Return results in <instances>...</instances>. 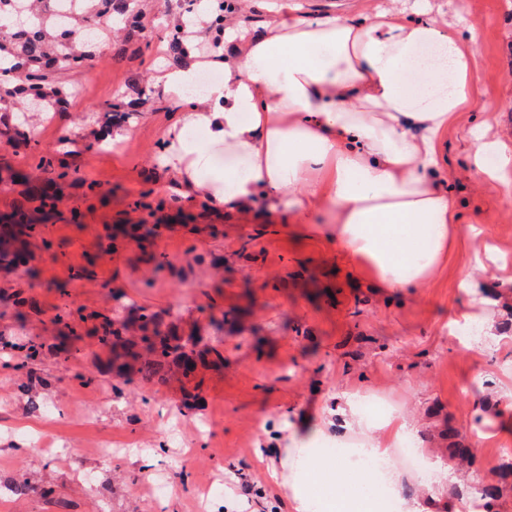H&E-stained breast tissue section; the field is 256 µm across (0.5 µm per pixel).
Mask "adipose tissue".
I'll use <instances>...</instances> for the list:
<instances>
[{"mask_svg":"<svg viewBox=\"0 0 512 512\" xmlns=\"http://www.w3.org/2000/svg\"><path fill=\"white\" fill-rule=\"evenodd\" d=\"M434 47L433 57L418 51ZM222 69L186 107L199 61L187 58L164 75L180 106L160 156L182 196L228 210H249L256 198L292 212L306 231L335 239L355 272L388 292L425 288L446 268L461 224L453 199L436 185L442 138L473 95L471 50L420 5L414 17L396 7L360 21L312 19L298 7L261 32L229 39L209 58ZM186 126L207 139L185 138ZM472 163L488 179L512 181V153L475 130ZM328 211L332 223L316 224ZM475 261L458 283L477 310L462 319L500 344L503 323L487 309L480 277L505 269L499 250L471 231ZM338 413L348 428L370 434V451L384 452L408 433L406 420L373 424L353 401ZM268 480L289 490L294 512H313L310 476L320 466L317 445L344 444V435L316 423L290 434Z\"/></svg>","mask_w":512,"mask_h":512,"instance_id":"obj_1","label":"adipose tissue"}]
</instances>
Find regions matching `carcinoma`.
<instances>
[{"instance_id":"obj_1","label":"carcinoma","mask_w":512,"mask_h":512,"mask_svg":"<svg viewBox=\"0 0 512 512\" xmlns=\"http://www.w3.org/2000/svg\"><path fill=\"white\" fill-rule=\"evenodd\" d=\"M144 15L138 0H0V125L1 135H11L16 142L31 146L27 130L13 122L17 112L32 110L46 115L66 109L67 99L77 95V88L61 82L63 75L79 72L92 61L85 44L109 37L112 25L120 22L131 29L138 27ZM195 32L183 21L168 31V56L179 64L193 47ZM106 123L117 117L132 124L138 117L134 104L113 100L99 106ZM51 177L40 183L25 181V202L47 215L54 209V198L48 186L69 174V165L50 169ZM30 209L17 207L0 217V244L17 241L31 228ZM105 335L112 345L124 349V356L140 363L138 372L150 380L175 365L189 374L196 369L194 347L177 336L140 337L147 358L136 351L137 343L122 336V328L107 324Z\"/></svg>"}]
</instances>
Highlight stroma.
Segmentation results:
<instances>
[{
    "label": "stroma",
    "instance_id": "1",
    "mask_svg": "<svg viewBox=\"0 0 512 512\" xmlns=\"http://www.w3.org/2000/svg\"><path fill=\"white\" fill-rule=\"evenodd\" d=\"M180 0H151L139 28L92 46L71 75L79 94L51 123H31L37 150L0 137V214L23 203L39 158L77 172L57 180L55 211L35 218L22 243L27 265L0 262V512H197V491L223 484L209 512H241L244 485L264 488L248 512H292L269 489L258 442L281 445L283 422L305 430L334 419L345 392L377 396L415 421L420 452L436 461L433 485L397 467L418 512H461L446 426L475 450V476L496 482L512 440L500 408L512 405V341L463 348L449 320L469 309L458 286L474 262L468 237L423 293L386 295L353 273L336 242L301 234L281 209L258 201L245 214L171 194L156 158L178 109L161 81L171 63L164 36ZM313 17L360 20L390 0H297ZM438 23L469 42L475 94L444 136L445 187L463 224L484 227L512 258V190L482 180L470 130L512 147V0H428ZM148 91L115 149L95 147L96 106ZM162 329L200 337L214 364L192 375L142 380L112 372L107 322L138 334L141 312ZM43 342L37 360L21 349ZM492 377L493 387L483 386ZM482 426H475L477 416ZM131 450L100 459L94 444ZM156 470L173 491L147 503ZM26 477L31 489L14 493Z\"/></svg>",
    "mask_w": 512,
    "mask_h": 512
}]
</instances>
